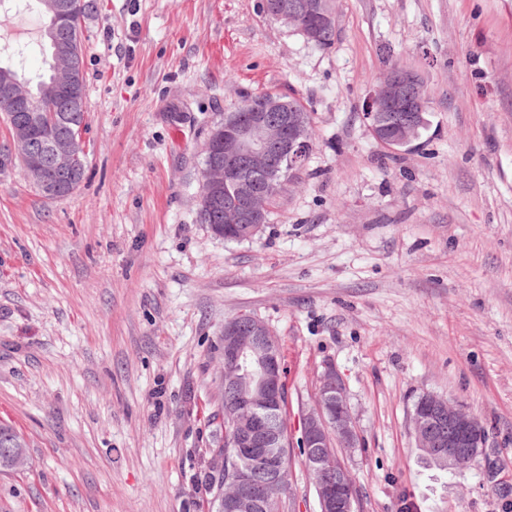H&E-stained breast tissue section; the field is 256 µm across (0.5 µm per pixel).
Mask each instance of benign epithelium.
Returning <instances> with one entry per match:
<instances>
[{
  "instance_id": "1",
  "label": "benign epithelium",
  "mask_w": 512,
  "mask_h": 512,
  "mask_svg": "<svg viewBox=\"0 0 512 512\" xmlns=\"http://www.w3.org/2000/svg\"><path fill=\"white\" fill-rule=\"evenodd\" d=\"M263 9L269 19L286 26L304 16L307 24L300 30L311 42L333 20L325 0H300L295 7L288 6V0H263ZM45 12L55 31L61 32L68 14L62 0H46ZM52 47L58 60L55 87L73 84L76 59L70 48L57 40ZM421 84L418 73L401 67L376 86L368 113L373 134L403 148L416 141V122L427 108ZM0 90L22 111L10 119L9 140L0 144V162L28 160L27 178L45 197H62L83 166L76 140L64 132L46 139L37 136L43 114L26 81L5 79ZM395 112L405 113V121L394 122ZM311 138L305 114L289 111L288 100L273 93L224 115L203 149L202 221L240 224L247 237L258 233L267 222L273 189L302 165ZM221 344L224 386L235 390L238 400L227 411L232 434L226 456L234 467L230 489L219 496L218 512H279L268 499L270 490L283 491L288 473V440L277 422L282 402L278 342L263 321L254 318L243 325L234 317L224 322ZM412 420L418 447L448 459L453 470L467 469L485 454L488 436L478 418L437 396H426L425 403L413 410ZM299 440L304 464L316 475L320 512H352L351 501L336 495L335 484H349L350 476L332 442L357 448L361 439L346 404L345 384L333 367L321 377L316 408L302 417ZM1 465L12 471L30 468L27 449L0 450Z\"/></svg>"
}]
</instances>
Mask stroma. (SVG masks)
<instances>
[{"label":"stroma","mask_w":512,"mask_h":512,"mask_svg":"<svg viewBox=\"0 0 512 512\" xmlns=\"http://www.w3.org/2000/svg\"><path fill=\"white\" fill-rule=\"evenodd\" d=\"M85 173L48 199L0 172V420L29 445L0 512H207L224 322L274 332L288 399L281 512H318L296 440L326 367L361 437L355 512H512V0H335L321 50L261 0H84ZM29 0H0V63L44 68ZM394 57L428 125L397 152L366 105ZM294 93L305 165L254 239L198 214L202 149L242 99ZM479 418L454 472L416 445L419 396Z\"/></svg>","instance_id":"obj_1"}]
</instances>
